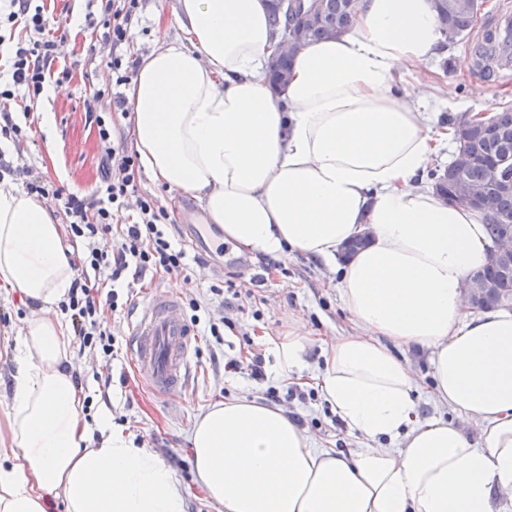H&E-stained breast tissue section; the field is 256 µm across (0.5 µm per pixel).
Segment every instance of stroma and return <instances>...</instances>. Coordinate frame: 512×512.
I'll return each mask as SVG.
<instances>
[{"instance_id":"stroma-1","label":"stroma","mask_w":512,"mask_h":512,"mask_svg":"<svg viewBox=\"0 0 512 512\" xmlns=\"http://www.w3.org/2000/svg\"><path fill=\"white\" fill-rule=\"evenodd\" d=\"M47 16L59 24L57 34L63 37V55L56 69H68L69 78L57 83L48 78L36 112L31 114L30 138L16 144L0 141V153L10 160L17 172L11 182L24 185L19 168H30L51 179L68 192L90 193L101 176L97 127L85 112L83 101L93 89L104 87L108 72L104 67L111 46L103 34L84 30L86 0H43ZM176 0H140L139 20L129 30L127 51L141 58L152 50L182 39L175 20ZM475 43L466 36L457 44H446L422 65L434 84L422 88L428 108L435 112L439 124H447L453 116L470 112L492 115L501 107L512 106V81L492 82L472 71L469 58ZM482 93H475V86ZM52 117L51 126L42 123L43 114ZM142 187L158 196L168 210L173 224L171 236L186 253L192 276L191 285L172 279L158 282L143 279L129 286L117 284L119 293L129 296V305L111 317L109 324L116 337L117 351L108 357L81 349L72 340L76 374L82 394L88 397L87 415L106 410L114 425L122 427L136 446L154 449L172 468L186 490L189 512H218L195 482L190 462V433L200 411L218 400L230 398L266 399L269 388L285 391L299 385V378L283 379L276 373L273 344L286 336L294 322H301L308 335L318 337L344 335L355 326L343 313L336 284L339 280L323 263L300 255L278 259L254 254L226 242L223 235L199 236L196 226L202 214L197 199L180 190L155 187L144 179ZM238 285L254 291L258 302L256 313H244L237 320L236 332H225L215 341L208 322L200 320L194 329L198 348L193 374L185 395L161 398L145 388L134 376L130 354L131 314L134 304L164 288L179 295L194 294L210 316L224 311V298L212 294L211 286L228 288ZM18 292L0 288V374L12 368L15 334L23 318L30 315ZM252 344L265 360V380L250 378L248 371L225 372L224 363L238 355L245 344ZM422 386L418 397L419 420L432 418L452 420L454 412L437 403L431 393L428 354L414 348L404 353ZM289 416L307 431L318 447L349 451L362 447L361 439L348 434L343 422L331 411L321 396L294 399L283 405Z\"/></svg>"}]
</instances>
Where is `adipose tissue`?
I'll list each match as a JSON object with an SVG mask.
<instances>
[{
    "label": "adipose tissue",
    "mask_w": 512,
    "mask_h": 512,
    "mask_svg": "<svg viewBox=\"0 0 512 512\" xmlns=\"http://www.w3.org/2000/svg\"><path fill=\"white\" fill-rule=\"evenodd\" d=\"M185 43L142 57L128 91L138 159L157 184L201 201L225 240L338 266L357 331L332 338L315 384L366 445L314 447L281 409L236 398L195 419L198 484L222 512H493L512 499V312L468 310L467 278L494 249L484 212L423 184L441 141L410 91L445 36L433 0H360L343 33L303 46L281 90L266 78L264 0H177ZM53 211L0 184V287L38 305L0 378V512H187L151 449L101 412L84 420L64 316L73 254ZM369 243L337 264L340 247ZM429 349L433 393L485 423L415 416L400 350Z\"/></svg>",
    "instance_id": "obj_1"
}]
</instances>
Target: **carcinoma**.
<instances>
[{
	"label": "carcinoma",
	"instance_id": "obj_1",
	"mask_svg": "<svg viewBox=\"0 0 512 512\" xmlns=\"http://www.w3.org/2000/svg\"><path fill=\"white\" fill-rule=\"evenodd\" d=\"M434 9L442 31L448 41L467 36L477 21L474 0H433ZM322 20L307 24L305 38L297 43L288 55L280 58L278 71L289 73L295 54L305 44L329 38L346 30L357 12L358 0H322ZM269 24L272 33L290 29L296 25V17L281 12L267 0ZM476 65L486 71L502 61L490 44L473 50ZM456 140L458 152L468 156L465 168L450 161L442 170L431 172L435 191L445 193L456 181L462 180L489 190L490 207L486 211L488 232L497 237L501 232L500 221H512V108L507 107L488 117V121L475 130H463L457 122ZM489 285L482 295L480 308L501 307L507 304L508 291L501 277V263L492 260L477 271Z\"/></svg>",
	"mask_w": 512,
	"mask_h": 512
}]
</instances>
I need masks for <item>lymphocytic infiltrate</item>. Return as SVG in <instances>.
Listing matches in <instances>:
<instances>
[{
	"instance_id": "1",
	"label": "lymphocytic infiltrate",
	"mask_w": 512,
	"mask_h": 512,
	"mask_svg": "<svg viewBox=\"0 0 512 512\" xmlns=\"http://www.w3.org/2000/svg\"><path fill=\"white\" fill-rule=\"evenodd\" d=\"M140 0H88L87 27L103 29L112 45L106 66L115 85L128 84L135 76L137 62L127 60L123 48L128 30L137 15ZM6 21L22 26L26 39L17 41L11 57V81L0 86V136L15 141L24 137L22 127L10 110L16 96L37 105L46 78L62 53V42L54 35L40 0H10ZM104 90L85 98L84 107L98 134V150L106 169L104 177L88 194L64 193L41 177L27 184L29 193L57 200L73 237L82 239L85 250L73 267L76 277L68 300L61 309L69 314L75 336L82 347L112 355L116 340L107 326V313L117 312L121 298L116 290H105L106 282L148 273L182 277L186 270L184 249L178 248L168 232L170 214L151 193L142 191L141 167L136 152L115 142L112 114L128 116L125 98H113V112L98 111ZM135 207L131 223H123L128 207Z\"/></svg>"
}]
</instances>
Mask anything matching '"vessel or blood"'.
<instances>
[{
  "mask_svg": "<svg viewBox=\"0 0 512 512\" xmlns=\"http://www.w3.org/2000/svg\"><path fill=\"white\" fill-rule=\"evenodd\" d=\"M493 33L500 53L512 54L511 10L498 15ZM131 337L133 367L144 384L161 396L185 388L197 339L176 294L160 290L138 306Z\"/></svg>",
  "mask_w": 512,
  "mask_h": 512,
  "instance_id": "b4317fda",
  "label": "vessel or blood"
}]
</instances>
